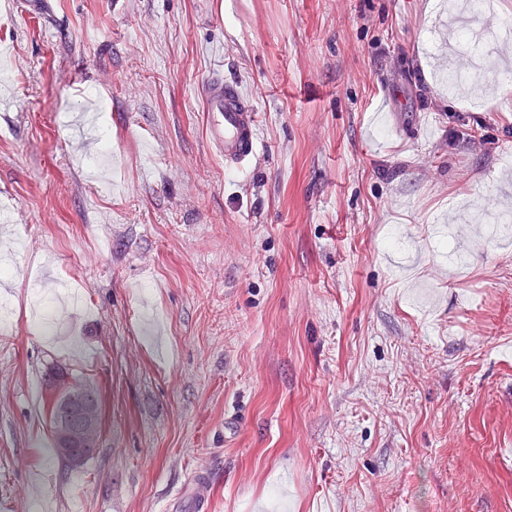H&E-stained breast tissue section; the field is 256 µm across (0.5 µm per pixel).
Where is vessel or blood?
<instances>
[{"instance_id":"b4317fda","label":"vessel or blood","mask_w":512,"mask_h":512,"mask_svg":"<svg viewBox=\"0 0 512 512\" xmlns=\"http://www.w3.org/2000/svg\"><path fill=\"white\" fill-rule=\"evenodd\" d=\"M209 145L224 157L225 168L241 171L257 150L258 115L238 85L223 76L210 77L202 88Z\"/></svg>"}]
</instances>
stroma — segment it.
<instances>
[{
  "instance_id": "1",
  "label": "stroma",
  "mask_w": 512,
  "mask_h": 512,
  "mask_svg": "<svg viewBox=\"0 0 512 512\" xmlns=\"http://www.w3.org/2000/svg\"><path fill=\"white\" fill-rule=\"evenodd\" d=\"M448 3L0 0V512H512V81L450 89ZM209 145L224 156V167L244 170L257 150L258 115L254 104L234 82L210 77L202 88ZM59 395L53 403L49 394L47 414L53 426L57 455L72 468H78L93 454L100 434L101 417L99 400L88 390L72 386L66 377L52 380Z\"/></svg>"
}]
</instances>
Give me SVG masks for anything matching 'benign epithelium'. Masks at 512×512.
I'll return each mask as SVG.
<instances>
[{
    "label": "benign epithelium",
    "instance_id": "7a95c632",
    "mask_svg": "<svg viewBox=\"0 0 512 512\" xmlns=\"http://www.w3.org/2000/svg\"><path fill=\"white\" fill-rule=\"evenodd\" d=\"M52 384L59 392L54 421L57 455L72 468H78L93 454L100 434L99 400L88 390L69 384L63 376Z\"/></svg>",
    "mask_w": 512,
    "mask_h": 512
}]
</instances>
